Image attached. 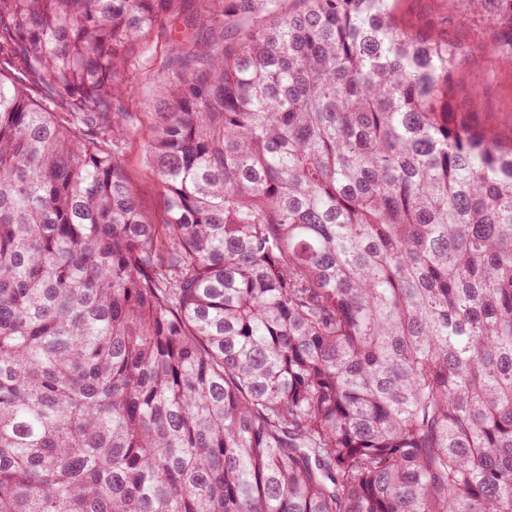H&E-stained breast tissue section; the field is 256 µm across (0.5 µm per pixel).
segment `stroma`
Instances as JSON below:
<instances>
[{
	"label": "stroma",
	"mask_w": 512,
	"mask_h": 512,
	"mask_svg": "<svg viewBox=\"0 0 512 512\" xmlns=\"http://www.w3.org/2000/svg\"><path fill=\"white\" fill-rule=\"evenodd\" d=\"M200 9V0H181L177 14L159 21L145 41L132 46L124 98L137 125L144 127L151 122L150 103L159 93L169 45ZM396 14L405 26L435 40L464 46L468 60L456 76L454 106L469 112L479 127L512 130V61L491 53L486 36L488 15L483 7L475 0H397ZM121 164L145 219L162 223L164 190L149 167L142 137L128 139Z\"/></svg>",
	"instance_id": "1"
}]
</instances>
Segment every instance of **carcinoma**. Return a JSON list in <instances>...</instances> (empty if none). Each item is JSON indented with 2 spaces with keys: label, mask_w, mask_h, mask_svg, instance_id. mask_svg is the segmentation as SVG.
Here are the masks:
<instances>
[{
  "label": "carcinoma",
  "mask_w": 512,
  "mask_h": 512,
  "mask_svg": "<svg viewBox=\"0 0 512 512\" xmlns=\"http://www.w3.org/2000/svg\"><path fill=\"white\" fill-rule=\"evenodd\" d=\"M178 2L0 0V512H512V131L452 104L465 49L202 0L140 130ZM201 9L199 0H182L177 14L165 17L153 28L149 37L135 43L130 51L128 73L124 82V98L139 127L152 120L150 103L160 89V81L170 56L169 45L181 36L185 23ZM127 179L139 199L142 213L151 224H161L165 218V195L148 163L145 140L130 137L121 156Z\"/></svg>",
  "instance_id": "obj_1"
}]
</instances>
